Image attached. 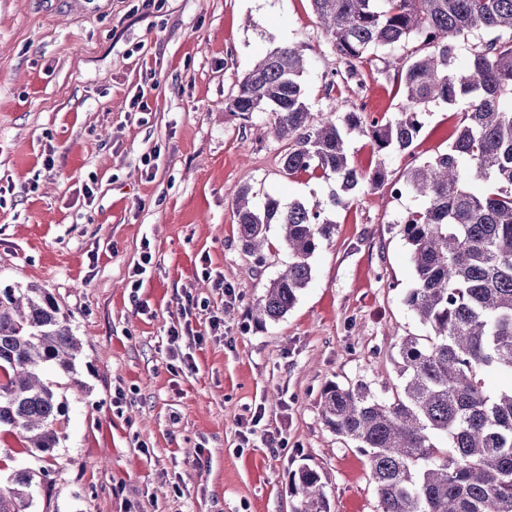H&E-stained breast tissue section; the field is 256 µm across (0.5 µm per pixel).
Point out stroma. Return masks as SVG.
Listing matches in <instances>:
<instances>
[{"label":"stroma","mask_w":512,"mask_h":512,"mask_svg":"<svg viewBox=\"0 0 512 512\" xmlns=\"http://www.w3.org/2000/svg\"><path fill=\"white\" fill-rule=\"evenodd\" d=\"M284 43L305 50L314 114L400 111L378 58L325 93L340 61L310 0H0V284L46 288L82 344L75 378L45 373L70 417L53 457L0 429L1 480L47 474L33 512H292L304 466L331 512H379L366 456L325 425L320 395L361 382L384 396L401 338L422 334L400 226L420 201L385 184L332 206L335 180L283 172L270 113L225 112ZM460 112L429 104L409 156L347 134L349 159L397 179L447 150ZM243 187L320 203L336 226L276 321L254 307L288 250L275 224L270 250L243 249Z\"/></svg>","instance_id":"obj_1"}]
</instances>
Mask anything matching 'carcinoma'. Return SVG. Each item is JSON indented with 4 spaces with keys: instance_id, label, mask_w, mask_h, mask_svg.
<instances>
[{
    "instance_id": "1",
    "label": "carcinoma",
    "mask_w": 512,
    "mask_h": 512,
    "mask_svg": "<svg viewBox=\"0 0 512 512\" xmlns=\"http://www.w3.org/2000/svg\"><path fill=\"white\" fill-rule=\"evenodd\" d=\"M344 69L359 76L369 56L387 64L404 105L372 119L356 105L342 123L318 119L306 102V60L298 46L279 45L239 81L224 111L270 112L288 175L333 178L331 205L387 180L350 165L344 129L369 137L384 155L409 154L425 105L466 102L445 153L408 166L395 181L425 205L402 218L414 282L404 304L424 328L398 346L397 382L377 397L363 383L326 386L324 423L367 456L380 512H512V383L485 389L490 373L512 378V0H310ZM475 35L468 59L458 43ZM482 181L477 195L469 182ZM243 188L234 215L244 250L270 248L277 224L290 259L258 300L260 321H277L312 277L310 260L336 225L324 208L268 196L258 204ZM81 343L70 315L44 288L0 287V427L24 438L30 453L51 455L69 426L50 367L76 371ZM293 512H330L320 474H294ZM34 473L19 470L0 486V512H30Z\"/></svg>"
}]
</instances>
